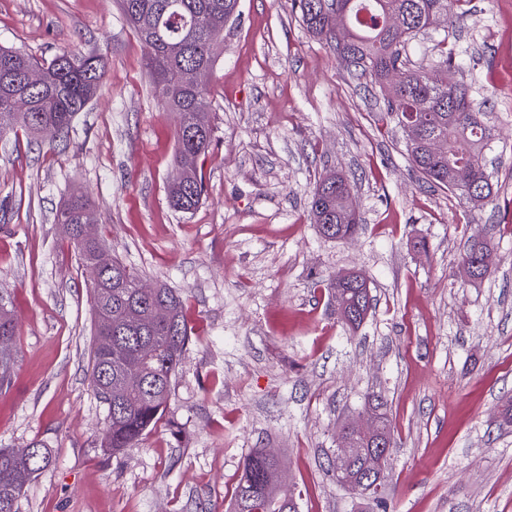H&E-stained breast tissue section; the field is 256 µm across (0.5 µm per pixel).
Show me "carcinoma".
Here are the masks:
<instances>
[{
  "label": "carcinoma",
  "mask_w": 512,
  "mask_h": 512,
  "mask_svg": "<svg viewBox=\"0 0 512 512\" xmlns=\"http://www.w3.org/2000/svg\"><path fill=\"white\" fill-rule=\"evenodd\" d=\"M120 0L122 15L148 50L146 68L153 79L163 111L174 118L176 151L174 174L168 183L172 208L188 213L204 195L202 175L181 173L186 151L205 154L214 128L207 112L196 111L198 101L210 95L209 77L217 61L216 46L224 34L213 20L224 22L239 14L240 0ZM459 0H292L313 36L335 42L336 54L350 74L375 83L392 81L393 93L386 99L387 112L400 127L415 123L420 136L406 140L411 166L432 187L446 189L473 204L492 195L487 175L490 132L474 110L469 88L455 79L458 68L451 49L442 50L430 63L414 66L407 55L416 37L428 29L437 15L457 24ZM184 68L197 70L195 84H184L178 74ZM39 71L41 82L29 85L27 72ZM105 76L101 55L76 58L67 52L41 64L21 51L0 47V138L17 124L19 99L30 103L24 126L35 136L57 137L68 131L75 117L96 98ZM438 139L447 144L439 157L428 154L427 144ZM351 185L339 173L322 176L315 184L309 207L319 234L345 240L358 231V217L348 205ZM84 267L102 253L111 264L100 271L90 289L94 323L91 351V385L107 405L104 447L114 452L134 448L154 429L168 405L172 378L191 341L192 328L182 297L165 285L145 283L110 245L96 233L94 214L87 195L75 190L55 217ZM490 251L489 241L475 238L464 258L477 262ZM324 288L340 296L337 322L357 329L372 308L366 280L328 281ZM17 324L14 314L0 301V387L8 382L14 364ZM368 406L379 417L377 432L391 437L382 396L374 395ZM368 442L353 439L355 448L349 480L336 479L346 491L359 495L364 477L362 449ZM32 453L0 448V512H16L15 505L32 478L51 463L48 448L29 444ZM278 460L263 448L250 449L238 475L231 512H298L297 503L281 493Z\"/></svg>",
  "instance_id": "cac0c4a2"
}]
</instances>
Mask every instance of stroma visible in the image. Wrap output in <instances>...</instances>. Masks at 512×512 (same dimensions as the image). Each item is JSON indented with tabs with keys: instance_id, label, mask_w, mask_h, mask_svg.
<instances>
[{
	"instance_id": "35a3bbf8",
	"label": "stroma",
	"mask_w": 512,
	"mask_h": 512,
	"mask_svg": "<svg viewBox=\"0 0 512 512\" xmlns=\"http://www.w3.org/2000/svg\"><path fill=\"white\" fill-rule=\"evenodd\" d=\"M459 9L452 33H421L409 58L443 39L454 49L491 133L493 199L425 184L384 90L351 75L290 0H240L211 77L206 192L181 213L167 200L173 122L117 0H0V45L40 62L65 50L107 59L63 138L20 128L0 139V299L20 325L0 448L39 441L52 455L17 512H212L230 503L253 448L274 450L299 512H358L364 500L327 467L373 393L391 424L388 512H512V423L501 417L512 401V0ZM328 171L352 185L355 239L313 226L310 194ZM75 189L128 266L181 292L193 329L166 413L116 455L89 381L86 275L55 222ZM478 235L492 242L494 273L472 283L458 269ZM349 270L373 295L355 330L314 287Z\"/></svg>"
}]
</instances>
